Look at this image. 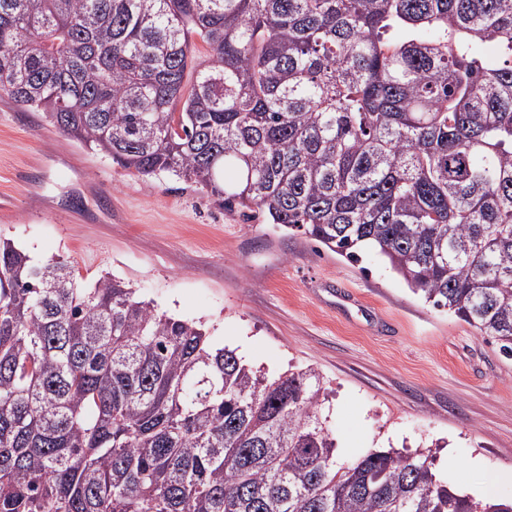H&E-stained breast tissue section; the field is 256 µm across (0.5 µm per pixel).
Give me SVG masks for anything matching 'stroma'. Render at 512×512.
I'll use <instances>...</instances> for the list:
<instances>
[{
	"mask_svg": "<svg viewBox=\"0 0 512 512\" xmlns=\"http://www.w3.org/2000/svg\"><path fill=\"white\" fill-rule=\"evenodd\" d=\"M0 237L85 283L120 278L268 374L317 370L340 461L434 444L437 477L477 499L512 473V356L375 253L355 263L199 185L129 173L6 96Z\"/></svg>",
	"mask_w": 512,
	"mask_h": 512,
	"instance_id": "stroma-1",
	"label": "stroma"
}]
</instances>
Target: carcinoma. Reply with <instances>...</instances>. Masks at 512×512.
Returning a JSON list of instances; mask_svg holds the SVG:
<instances>
[{"instance_id":"1","label":"carcinoma","mask_w":512,"mask_h":512,"mask_svg":"<svg viewBox=\"0 0 512 512\" xmlns=\"http://www.w3.org/2000/svg\"><path fill=\"white\" fill-rule=\"evenodd\" d=\"M0 95L126 171L376 252L512 356V0H0ZM326 401L313 368L271 376L0 241V512H512L430 448L338 462Z\"/></svg>"}]
</instances>
